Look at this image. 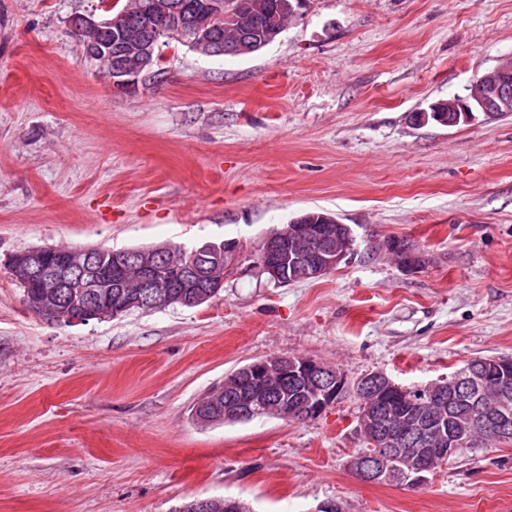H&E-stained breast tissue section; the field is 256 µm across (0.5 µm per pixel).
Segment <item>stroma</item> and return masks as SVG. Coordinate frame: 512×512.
<instances>
[{
    "instance_id": "1",
    "label": "stroma",
    "mask_w": 512,
    "mask_h": 512,
    "mask_svg": "<svg viewBox=\"0 0 512 512\" xmlns=\"http://www.w3.org/2000/svg\"><path fill=\"white\" fill-rule=\"evenodd\" d=\"M76 16L104 19L101 0H0V512H504L512 443L419 486L368 483L347 465L353 394L305 421L191 409L277 355L407 388L512 358V115L413 120L512 56V0H308L250 55L161 39L130 90L86 57ZM308 210L351 227L350 255L268 282L252 251ZM225 241L243 251L208 302L71 326L29 311L5 267L44 246Z\"/></svg>"
}]
</instances>
